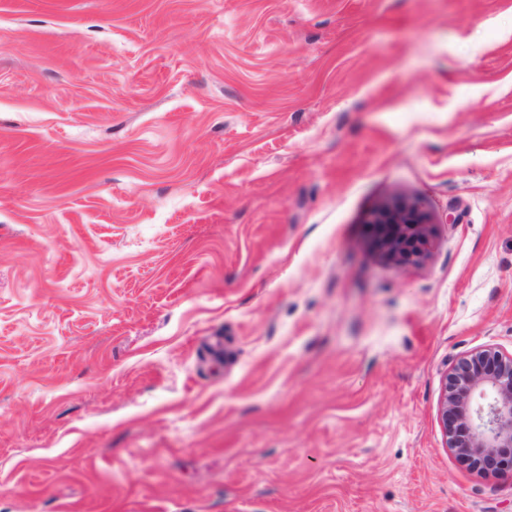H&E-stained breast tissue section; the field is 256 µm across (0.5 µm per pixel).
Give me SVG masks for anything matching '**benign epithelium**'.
<instances>
[{
  "mask_svg": "<svg viewBox=\"0 0 512 512\" xmlns=\"http://www.w3.org/2000/svg\"><path fill=\"white\" fill-rule=\"evenodd\" d=\"M365 223L392 262L419 263L432 251L431 220L412 199L385 201ZM441 422L449 450L468 465L491 464L512 448V354L487 348L463 358L446 380Z\"/></svg>",
  "mask_w": 512,
  "mask_h": 512,
  "instance_id": "obj_1",
  "label": "benign epithelium"
}]
</instances>
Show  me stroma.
<instances>
[{
	"instance_id": "obj_1",
	"label": "stroma",
	"mask_w": 512,
	"mask_h": 512,
	"mask_svg": "<svg viewBox=\"0 0 512 512\" xmlns=\"http://www.w3.org/2000/svg\"><path fill=\"white\" fill-rule=\"evenodd\" d=\"M480 347L512 0H0V512H512L439 419ZM365 223L375 229L382 255L392 262L419 263L432 251V222L412 199L394 197L385 201L367 215Z\"/></svg>"
}]
</instances>
